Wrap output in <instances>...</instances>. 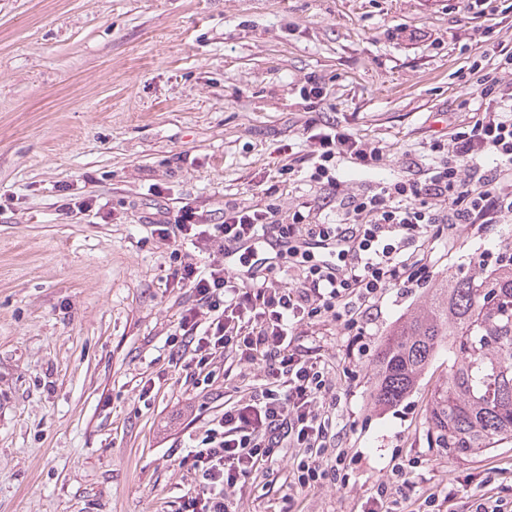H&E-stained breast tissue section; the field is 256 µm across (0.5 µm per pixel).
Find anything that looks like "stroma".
Masks as SVG:
<instances>
[{"label": "stroma", "instance_id": "stroma-1", "mask_svg": "<svg viewBox=\"0 0 512 512\" xmlns=\"http://www.w3.org/2000/svg\"><path fill=\"white\" fill-rule=\"evenodd\" d=\"M492 12L458 0H0V512H179L193 485L189 433L223 411L238 376L195 387L170 344L188 296L172 251L152 236L154 206L219 214L256 199L298 210L326 194L303 172L307 124L375 146L341 163V194L416 179L453 112L487 105L473 61L512 51V0ZM323 99L308 107V79ZM294 173H287V166ZM94 210L75 214L73 200ZM455 250L418 286L392 290L347 356L333 326L319 346L356 373L338 428L360 459L355 484L302 495L304 512H358L405 458L422 488L512 459V442L452 459L427 430L436 365L400 405L369 404L380 336L424 302L448 267L497 251L512 216L457 227ZM279 477L235 512H286Z\"/></svg>", "mask_w": 512, "mask_h": 512}]
</instances>
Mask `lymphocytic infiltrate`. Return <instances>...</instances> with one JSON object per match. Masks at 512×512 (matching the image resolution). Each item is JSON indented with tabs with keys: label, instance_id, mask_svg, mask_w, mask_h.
<instances>
[{
	"label": "lymphocytic infiltrate",
	"instance_id": "obj_1",
	"mask_svg": "<svg viewBox=\"0 0 512 512\" xmlns=\"http://www.w3.org/2000/svg\"><path fill=\"white\" fill-rule=\"evenodd\" d=\"M502 69L512 70V52L480 79L481 97L499 94L497 106L455 113L447 138L431 143L439 163L423 178L339 198L338 223H313L307 210L286 221L271 203L225 206L218 223L188 205L148 219L151 235L188 241L195 250L180 256L175 271L177 288L192 302L182 306L172 337L195 385L210 386L230 364L259 362L264 372L245 395L225 400L202 437L189 438L179 464L194 486L180 512H231L251 482L275 480L282 455L291 461V512H298L300 494L328 482L349 484L353 460L340 448L336 427L340 386L353 376L302 345V329L329 323L349 349L365 350L380 301L421 282L434 266L437 225H447L453 244L458 225L496 224L512 214V91H498ZM303 136L309 179L325 187L338 188L340 160L367 166L377 159L375 148L332 125L305 127ZM267 236L279 247L274 260L260 264L240 254L235 277L224 268L223 252L210 248L217 238L242 246ZM284 266L294 272L288 284L277 278ZM417 466L414 459L395 464L400 484H374L360 512H512L505 487L512 462L492 460L478 473L452 477L447 487L421 492Z\"/></svg>",
	"mask_w": 512,
	"mask_h": 512
}]
</instances>
